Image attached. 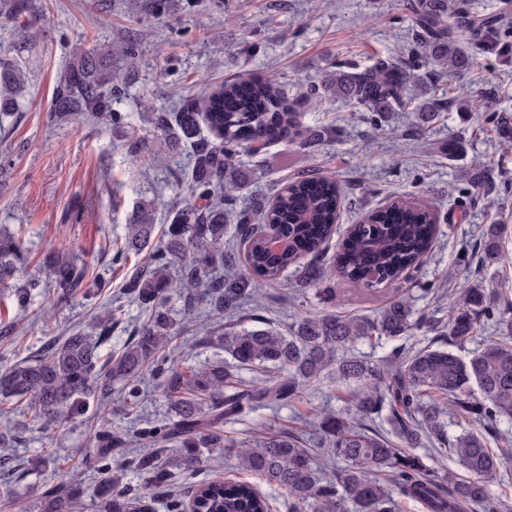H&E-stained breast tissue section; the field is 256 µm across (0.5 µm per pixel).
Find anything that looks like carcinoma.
<instances>
[{"label":"carcinoma","instance_id":"cac0c4a2","mask_svg":"<svg viewBox=\"0 0 512 512\" xmlns=\"http://www.w3.org/2000/svg\"><path fill=\"white\" fill-rule=\"evenodd\" d=\"M410 28L417 48L401 57H378L368 66L336 63L321 85L301 93L315 111L345 101L386 117L414 115L424 134L451 107L479 115L492 110L489 90L475 102L461 100L443 87V79H461L481 57L512 63L502 14L473 9L471 0H410ZM0 18L24 41L36 38L32 0H0ZM466 28L469 41L457 32ZM26 71L0 61V128L18 108ZM112 51L78 55L64 71L53 94L55 121L90 114L103 124L116 120L112 103ZM159 160L192 149L189 196L167 206L171 221L153 240L156 206L143 202L132 214L121 253L141 257L125 284L149 316L136 336L114 352H103L112 334V312L98 318L95 335L75 331L54 340L34 357L0 365V403L22 407V416L0 431V448L23 439L29 422L49 431L94 409L96 426L79 449L82 465L97 475L94 497L101 512H148L154 496L186 474L201 470L216 452L236 454L238 470L275 484L288 494V512H399V499L415 501L425 512H512L508 500L494 496L490 481L512 476V442L498 437L499 423L512 419V339L480 335L481 325H504L512 334V302L496 299L493 288L473 285L448 292V322L437 326L417 314L400 296L371 318L335 313H299L283 332L226 327L236 312L262 288L279 282L288 268L307 257L317 259L335 230L348 193L334 174L300 171L272 200L237 208L246 187L242 154H260L287 141L304 151L313 139L301 130L297 102L288 98L274 74L231 79L208 92L180 99L172 112L151 113ZM208 130L210 137L201 135ZM468 185L491 189L494 168L479 164L460 171ZM234 224L246 249L224 248L227 225ZM437 217L431 206L403 196L370 211L353 224L337 255L338 273L371 293L383 291L416 272L432 247ZM505 227L489 225L486 257L503 251ZM23 241L0 234V283L24 260ZM88 266L72 257L53 256L48 277L27 278L9 288L17 309L25 312L42 288L59 304L85 291ZM178 290L180 314L191 316L203 304L216 323L200 338L233 359L201 365L175 363L172 340L177 318L168 304ZM418 330L448 338L445 349L430 343L402 347L371 362L354 353L358 342L397 340ZM482 345L461 357L455 350ZM255 370L259 381L244 383L238 371ZM152 375L170 406L166 419L141 432L145 452L135 461L142 484L125 482L112 467L123 450L112 430V384H121L127 415L143 418L142 380ZM326 375L345 386L347 408L321 416L319 429L328 451L344 463L335 478L322 477L311 449L296 435L275 431L253 448H238L224 438V423L259 410L290 405L305 388ZM464 422L461 433L448 432L446 416ZM375 419L384 432L360 422ZM453 458L459 470L445 465ZM81 483L63 479L40 491V512H73L82 502ZM197 512H273L275 505L246 477L216 476L191 489Z\"/></svg>","mask_w":512,"mask_h":512}]
</instances>
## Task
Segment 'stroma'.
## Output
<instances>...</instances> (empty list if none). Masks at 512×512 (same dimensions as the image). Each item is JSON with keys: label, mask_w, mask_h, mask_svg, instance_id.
<instances>
[{"label": "stroma", "mask_w": 512, "mask_h": 512, "mask_svg": "<svg viewBox=\"0 0 512 512\" xmlns=\"http://www.w3.org/2000/svg\"><path fill=\"white\" fill-rule=\"evenodd\" d=\"M33 2L42 29L33 44L21 43L10 27H0V55L28 69L19 107L0 131V230L24 241L20 277L43 275L48 255L65 251L88 262L102 290L95 298L62 305L38 294L23 313L0 285V329L13 328L11 342L0 340V359L8 362L36 355L51 338L94 332L98 317L112 308L118 317L112 326L113 348H121L146 321L145 310L122 294L139 258L117 259V249L125 241L130 212L140 201L160 197L165 203L177 196L186 186L188 168L183 155L164 167L148 157L130 160L128 143L145 135V105L169 109L172 90L196 95L230 77L261 74L280 75L293 98L320 82L334 62L369 65L374 56L399 55L409 41L408 22L397 0H167L158 13L130 12L129 0H110L106 13L98 0ZM126 44L136 50L138 73L114 106L120 119L110 125L88 118L63 126L52 122L54 88L73 53ZM490 85L498 89L494 111L484 113L478 123L462 121L453 110L443 113L428 147L406 119H397L394 128L378 129L368 113L337 103L329 112L304 111L302 123L309 133L341 125L338 139L305 152L279 142L263 155L242 156L247 202L274 196L301 170L333 171L351 185L319 259L326 269L322 285L335 289V300L302 284L299 272L291 269L280 283L264 288L259 306H245L244 315L285 330L301 307L315 314L373 316L391 297L404 295L418 313L444 322L448 300L442 288L482 278L512 289V152H501L495 132L497 118L512 121V65L479 59L460 83L463 94L473 98ZM458 136L465 138L466 152L449 157L448 141ZM475 161L494 167L493 192L469 190L460 180V168ZM405 195L436 206L440 223L433 246L414 277L365 294L337 274L334 257L350 225ZM495 221L507 228V249L501 260L484 265L480 241ZM203 326L200 320L179 326L178 359L204 363L222 357V350L200 343ZM340 393L335 383L321 380L292 405L225 424L224 435L246 445L262 428L287 430L316 450L322 467L333 468L322 447L318 414L341 408ZM87 428V423L72 422L51 437L37 428L27 432L10 451L22 465L12 478L15 501L0 502V512H38L37 487L62 477L93 486L95 477L83 471L77 453L85 445ZM38 456L49 458L50 464L37 476L27 466Z\"/></svg>", "instance_id": "obj_1"}]
</instances>
